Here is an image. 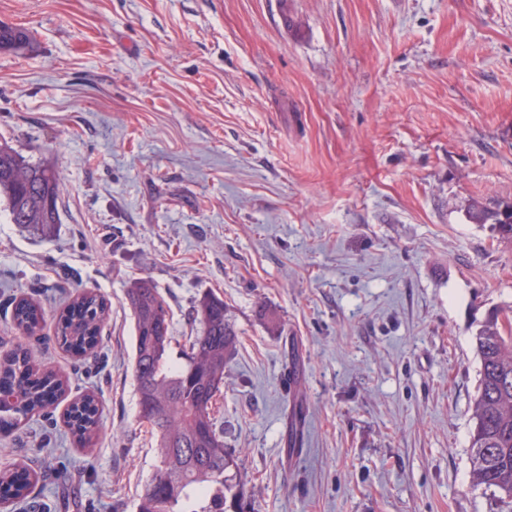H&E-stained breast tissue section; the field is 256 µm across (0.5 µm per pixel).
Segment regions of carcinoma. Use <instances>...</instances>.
Listing matches in <instances>:
<instances>
[{
  "label": "carcinoma",
  "mask_w": 512,
  "mask_h": 512,
  "mask_svg": "<svg viewBox=\"0 0 512 512\" xmlns=\"http://www.w3.org/2000/svg\"><path fill=\"white\" fill-rule=\"evenodd\" d=\"M31 40L24 28L0 23V51L20 53ZM60 175L44 163L27 161L6 142L0 143V210L11 223L49 233L60 223ZM472 224H487L499 240H512V202L489 209L473 204ZM126 299L135 320L133 374L139 419L157 438L159 463L148 481L137 512H245V481L234 451L224 447L213 403L224 387V371L238 344L224 300L210 294L195 307L196 335L188 338L184 364L168 363L169 313L148 280L131 284ZM108 303L94 293L75 299L59 316L57 337L80 353L100 342ZM491 310L475 333L480 361L471 420L472 485L489 493L496 512H512V335L503 334L499 315ZM16 326L33 335L42 313L22 297L15 305ZM67 381L53 371L40 372L23 349L0 353V428L49 412ZM101 422L96 395L85 394L66 416L76 440L88 445ZM26 483L0 470V502L23 496Z\"/></svg>",
  "instance_id": "carcinoma-1"
}]
</instances>
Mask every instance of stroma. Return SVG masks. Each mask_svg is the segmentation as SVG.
<instances>
[{
  "label": "stroma",
  "mask_w": 512,
  "mask_h": 512,
  "mask_svg": "<svg viewBox=\"0 0 512 512\" xmlns=\"http://www.w3.org/2000/svg\"><path fill=\"white\" fill-rule=\"evenodd\" d=\"M0 140L60 175L45 238L0 213V350L69 388L0 430L36 473L0 512H136L158 448L138 419L129 285L170 313V363L212 292L239 337L215 405L254 512H492L471 485L473 336L512 305V0H0ZM94 354L56 338L85 292ZM37 304V335L15 301ZM301 386L281 378L292 350ZM102 405L89 446L73 402ZM302 396L301 450L287 416ZM30 40L31 35L27 29L0 23V51L23 52ZM468 221L472 224H489L494 237L498 240H512V202L499 204L489 209L480 204H473L467 211ZM42 319L40 309L28 299L21 297L16 302L13 311V320L18 328L33 335L40 328ZM101 422V409L95 394H85L73 403L66 416L67 426L76 440L89 445Z\"/></svg>",
  "instance_id": "stroma-1"
}]
</instances>
